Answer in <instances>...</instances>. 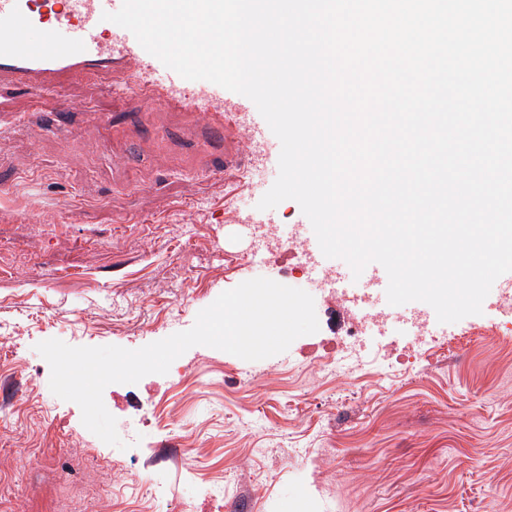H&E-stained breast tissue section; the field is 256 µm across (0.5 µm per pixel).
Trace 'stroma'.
<instances>
[{"instance_id": "35a3bbf8", "label": "stroma", "mask_w": 512, "mask_h": 512, "mask_svg": "<svg viewBox=\"0 0 512 512\" xmlns=\"http://www.w3.org/2000/svg\"><path fill=\"white\" fill-rule=\"evenodd\" d=\"M64 124L0 138V512H177L214 487L222 512H512V281L482 312L379 348H351L348 317L316 300L318 332L246 361L206 346L178 381L112 384L107 410L127 449L50 390L37 343L137 349L191 328L243 281L310 290L311 261L264 247L257 203L278 175L279 141L247 97L227 92L231 128L254 130L240 169L195 113L108 79L65 86ZM345 374L325 377L326 347ZM193 457L187 467L185 457ZM134 474L114 482L113 464Z\"/></svg>"}]
</instances>
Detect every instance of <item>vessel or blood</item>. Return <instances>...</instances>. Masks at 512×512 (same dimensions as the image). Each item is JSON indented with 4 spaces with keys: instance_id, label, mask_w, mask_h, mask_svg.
Segmentation results:
<instances>
[{
    "instance_id": "obj_1",
    "label": "vessel or blood",
    "mask_w": 512,
    "mask_h": 512,
    "mask_svg": "<svg viewBox=\"0 0 512 512\" xmlns=\"http://www.w3.org/2000/svg\"><path fill=\"white\" fill-rule=\"evenodd\" d=\"M123 0H0V86L35 93L43 112L42 131H54L67 108L60 90L64 84L100 74L129 80L140 72L145 51L134 35L108 21L106 12L118 11ZM40 33L33 44L30 33ZM173 76L166 93L140 82L143 101L166 96L174 106L197 112L203 132L223 135L224 90L216 84L186 90Z\"/></svg>"
}]
</instances>
